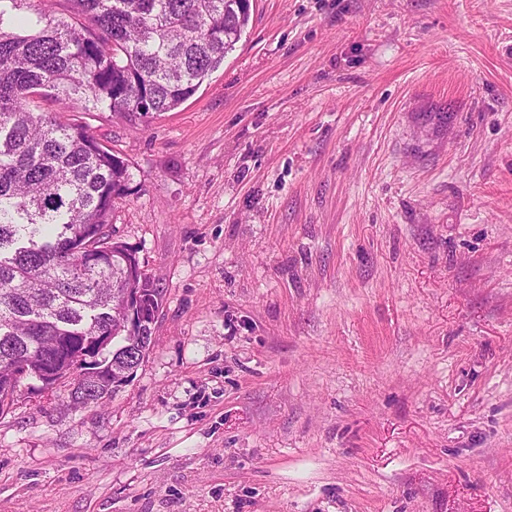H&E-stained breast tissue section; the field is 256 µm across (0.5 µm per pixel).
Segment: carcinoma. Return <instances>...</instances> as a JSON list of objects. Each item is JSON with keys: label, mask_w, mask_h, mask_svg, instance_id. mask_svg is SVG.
<instances>
[{"label": "carcinoma", "mask_w": 512, "mask_h": 512, "mask_svg": "<svg viewBox=\"0 0 512 512\" xmlns=\"http://www.w3.org/2000/svg\"><path fill=\"white\" fill-rule=\"evenodd\" d=\"M29 0H0V414L25 379L85 407L113 393L112 370L137 368L150 326L132 335L118 301L139 294L147 322L163 289L114 237L130 166L79 118L36 112L50 97L84 115L130 122L179 108L224 64L249 0H71L76 22Z\"/></svg>", "instance_id": "cac0c4a2"}]
</instances>
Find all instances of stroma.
<instances>
[{"label": "stroma", "instance_id": "stroma-1", "mask_svg": "<svg viewBox=\"0 0 512 512\" xmlns=\"http://www.w3.org/2000/svg\"><path fill=\"white\" fill-rule=\"evenodd\" d=\"M92 126L164 302L102 403L19 389L0 512H512V0H251Z\"/></svg>", "mask_w": 512, "mask_h": 512}]
</instances>
